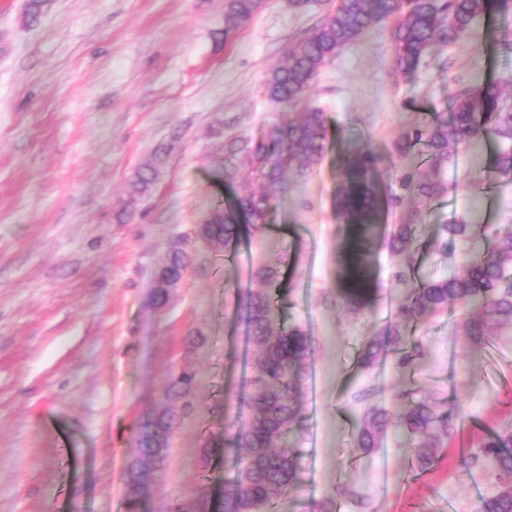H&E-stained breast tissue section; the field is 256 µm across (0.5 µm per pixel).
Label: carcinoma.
<instances>
[{
  "mask_svg": "<svg viewBox=\"0 0 512 512\" xmlns=\"http://www.w3.org/2000/svg\"><path fill=\"white\" fill-rule=\"evenodd\" d=\"M256 8L255 0H230L225 14L224 37H229L247 21ZM492 9L512 10V0H336L312 35L292 45L282 63L273 65L267 75L268 98L283 105L296 104L311 87L320 69L367 30L377 24L392 23L391 40L397 69L413 70L433 47L455 42L474 22ZM493 134L499 139L494 172L506 182L512 180V107L502 84L486 81L463 91L456 99L451 118L433 114L429 120L405 131L396 143L400 155L420 147L428 162L436 166L462 146ZM328 125L325 113L309 109L298 119L278 125L270 137L258 143L233 139L225 147L224 178L237 183L242 192L234 200L212 208L211 223L204 234L224 251L235 249L240 227L266 231V218L273 208L272 197L250 189L255 182L280 183L284 172L320 160L326 150ZM249 157L248 167L238 155ZM377 157L369 150L355 151L345 168V187L336 199V209L353 231L350 276L343 298L360 308L371 292L364 258L370 251L369 229L379 223L383 200L372 179ZM401 191L430 199L442 190L414 170L399 177ZM477 234L475 224L442 225L441 249L455 257L458 244ZM391 251L412 261L416 236L411 224L393 225L389 238ZM194 255L173 246L164 263L168 271L184 277L193 265ZM280 274V262L268 260L258 271L265 287L249 291L243 309L247 342L256 351L246 384L250 389L249 414L228 426L229 436L208 441L211 448L237 455L235 476L224 489V499L215 504L205 495L169 504L167 512H272L275 495L298 481L300 465L297 449L288 445V432L298 422L302 393L301 368L309 355L308 339L298 326L288 329L275 325L274 297L268 285ZM458 303L474 314L465 322V333L476 344L487 336L489 321L512 323V227L496 232L493 248L482 259L465 265L462 274L414 283L406 300L395 312L396 322L383 336H372L358 351V365L371 368L392 358L401 370L412 367L422 356L421 345L411 342L403 326L417 323ZM195 384V373L181 369L173 374L168 394L185 397ZM177 413L166 408L144 423L133 439L131 460L125 474L126 512H141L144 499L142 467L151 460L164 464L167 445ZM459 424L457 407L423 398L407 400L398 395L389 408L370 409L363 415L353 441L354 451L369 452L379 446L391 429H403L418 439L414 450L419 469L430 468L439 456L442 440ZM481 456L491 460L500 490L483 498L478 512H512V430L492 431L479 446Z\"/></svg>",
  "mask_w": 512,
  "mask_h": 512,
  "instance_id": "obj_1",
  "label": "carcinoma"
}]
</instances>
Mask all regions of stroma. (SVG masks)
Masks as SVG:
<instances>
[{
    "label": "stroma",
    "instance_id": "obj_1",
    "mask_svg": "<svg viewBox=\"0 0 512 512\" xmlns=\"http://www.w3.org/2000/svg\"><path fill=\"white\" fill-rule=\"evenodd\" d=\"M333 2L260 0L228 37L227 0H41L34 20L28 0H0V512H125L134 435L168 406L169 376L182 368L196 374L189 411L167 463L149 476L142 512L201 494L220 500L234 455L206 443L248 411L254 353L240 311L268 256L284 260L276 321L309 339L292 435L300 482L276 495V512H312L329 499L342 512H477L499 490L475 452L488 431L512 428V324L491 326L477 345L452 305L408 327L424 349L414 368L388 360L365 370L357 355L394 321L408 283L459 273L512 226V183L494 173L492 136L449 156L438 195L392 199L401 169L432 170L419 151H395L410 123L450 112L488 80L512 96V14L484 16L408 74L394 65L389 25L376 26L320 70L300 103L271 102L269 69ZM309 108L328 119L326 154L288 172L287 192L264 184L277 203L267 231L242 234L232 254L199 250L154 306L153 275L171 243L232 198L225 144L264 139ZM363 147L378 156L375 179L391 202L370 257L371 296L354 309L342 295L353 236L336 196ZM149 167L153 183L138 194L137 174ZM454 223L480 230L451 260L438 239ZM393 224L414 225L413 260L387 248ZM404 392L462 412L424 472L405 432L364 454L352 448L361 416Z\"/></svg>",
    "mask_w": 512,
    "mask_h": 512
}]
</instances>
